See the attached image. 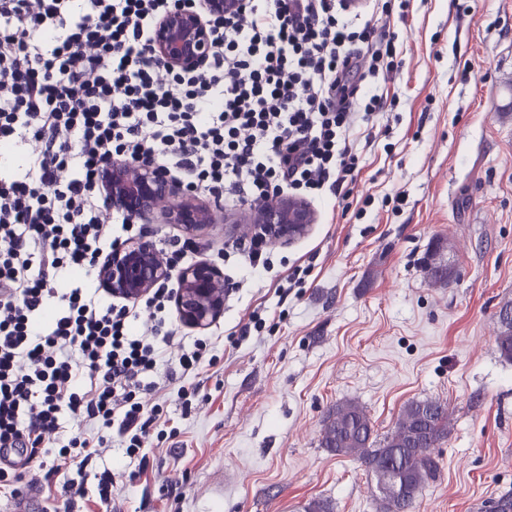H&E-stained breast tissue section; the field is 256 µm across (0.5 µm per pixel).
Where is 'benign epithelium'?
<instances>
[{
    "mask_svg": "<svg viewBox=\"0 0 512 512\" xmlns=\"http://www.w3.org/2000/svg\"><path fill=\"white\" fill-rule=\"evenodd\" d=\"M238 8V0H206L204 11L178 7L157 24L152 56L161 72L200 67L215 49L209 19L223 17ZM112 192V207L136 220L158 218L179 224L190 232L214 224L217 215L196 203L195 196L168 173L133 160L102 163ZM240 221L261 224L269 243L279 244L304 235L314 214L296 195L275 199L241 213ZM103 285L115 297L136 300L170 277V267L153 240L144 237L113 248L101 266ZM178 305L182 321L191 327L209 325L224 309V277L208 263L191 264L179 274Z\"/></svg>",
    "mask_w": 512,
    "mask_h": 512,
    "instance_id": "7a95c632",
    "label": "benign epithelium"
}]
</instances>
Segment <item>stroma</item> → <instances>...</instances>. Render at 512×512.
Listing matches in <instances>:
<instances>
[{"instance_id":"35a3bbf8","label":"stroma","mask_w":512,"mask_h":512,"mask_svg":"<svg viewBox=\"0 0 512 512\" xmlns=\"http://www.w3.org/2000/svg\"><path fill=\"white\" fill-rule=\"evenodd\" d=\"M401 65L382 72L394 98L364 148L342 214L312 205L301 238L271 250V268L222 266L233 280L224 313L205 329L180 325L153 377L145 407L163 414L131 455L118 435L89 465L80 499L65 467L36 486L31 512H299L314 498L334 512H377L376 479L352 456L321 444L323 421L354 401L377 438L411 401L448 406L440 473L415 512H489L512 491V362L501 358L497 315L512 301V0H410ZM210 224L195 233L198 260L217 264L248 226ZM440 252L452 271L433 284L426 263ZM219 264V263H218ZM308 265L304 287L284 289L290 267ZM260 331L237 336L251 313ZM204 340L217 364L184 409L165 376L180 346ZM115 474L100 504L95 476Z\"/></svg>"}]
</instances>
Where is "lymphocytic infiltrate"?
<instances>
[{
	"label": "lymphocytic infiltrate",
	"instance_id": "obj_1",
	"mask_svg": "<svg viewBox=\"0 0 512 512\" xmlns=\"http://www.w3.org/2000/svg\"><path fill=\"white\" fill-rule=\"evenodd\" d=\"M185 0H0V486L41 482L45 457L80 467L117 430L142 448L163 410L139 395L175 330L172 290L137 311L101 306L62 269L92 274L122 236L141 229L103 214L101 162L139 160L182 173L230 207L290 191L346 206L359 155L386 101L375 79L397 64L398 37L358 20L347 0H239L217 24L203 71L160 75L149 54L159 19ZM98 437L60 444L62 412Z\"/></svg>",
	"mask_w": 512,
	"mask_h": 512
}]
</instances>
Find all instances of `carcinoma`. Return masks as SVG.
I'll return each instance as SVG.
<instances>
[{"instance_id": "1", "label": "carcinoma", "mask_w": 512, "mask_h": 512, "mask_svg": "<svg viewBox=\"0 0 512 512\" xmlns=\"http://www.w3.org/2000/svg\"><path fill=\"white\" fill-rule=\"evenodd\" d=\"M427 274L436 284H445L448 267L430 259ZM496 344L500 356L512 361V302L498 314ZM448 436V406L438 399L407 403L394 431L380 445L373 439V426L366 411L355 402L336 405L326 417L322 446L338 456L353 455L381 481L389 473L402 479L405 492L381 494L380 512H413L425 486L439 474L433 449Z\"/></svg>"}]
</instances>
